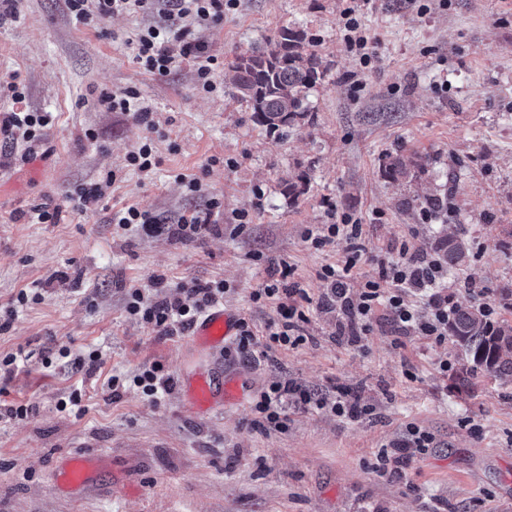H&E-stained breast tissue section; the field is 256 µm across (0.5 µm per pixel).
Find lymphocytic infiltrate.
Returning a JSON list of instances; mask_svg holds the SVG:
<instances>
[{
  "label": "lymphocytic infiltrate",
  "mask_w": 512,
  "mask_h": 512,
  "mask_svg": "<svg viewBox=\"0 0 512 512\" xmlns=\"http://www.w3.org/2000/svg\"><path fill=\"white\" fill-rule=\"evenodd\" d=\"M67 5L78 22L92 28L115 15L162 14L164 24L147 25L137 32L133 41L136 63L158 77L168 76L180 63L193 64L198 89L213 93L217 90L212 79L216 59L209 55L199 28L221 23L227 13L238 9L240 0H67ZM8 89L11 108L0 115V132L20 136L26 152H33L54 116L49 112L29 111L26 93L18 84H9ZM362 234V224L347 215L341 216L339 223L315 224L304 232L305 242L318 251L339 238L346 242L343 260L322 265L317 276L328 285L330 300L347 317L349 328L369 331L378 310L382 309L390 316L397 332L444 343L450 316L443 287L448 274L447 262L441 255H428L409 242H402L399 260L380 263L376 275L355 293L350 280L362 257ZM291 273L289 266H282L278 277L251 293L252 301L274 304L277 318L261 331L250 320L239 319L236 335L224 348L225 355L255 362L273 349L300 344V324L306 319L303 305L309 302L310 296L300 283L290 282ZM224 293L223 283L199 280L179 285L176 293L161 299H145L136 290L131 294L127 310L162 335L181 336L191 332L208 309L223 303ZM423 297L428 303L422 310L416 301ZM291 402L312 403L336 416L351 419L366 412L364 406L346 398L316 400L299 387L276 381L263 388L253 401L252 410L261 417L260 427L284 429L287 421L284 409Z\"/></svg>",
  "instance_id": "f902f5d3"
}]
</instances>
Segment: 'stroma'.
Instances as JSON below:
<instances>
[{"mask_svg": "<svg viewBox=\"0 0 512 512\" xmlns=\"http://www.w3.org/2000/svg\"><path fill=\"white\" fill-rule=\"evenodd\" d=\"M345 5L241 0L200 31L218 58V90L207 94L189 64L160 78L135 63L131 41L158 14L93 30L66 0H0V111L16 81L31 110L58 115L32 160L0 136V319L10 321L0 360L17 358L0 379V512H512V377H467L453 340L399 336L383 312L359 339L339 335L316 272L345 243L318 252L303 239L341 215L360 220L357 290L402 241L426 253L432 239L462 232L471 256L448 273L451 302L491 306L512 323L501 296L512 287V0H366L361 23L375 53L366 68L340 39ZM285 26L316 37L327 72L308 93L309 122L269 132L228 72ZM127 90L151 108L156 132L96 104ZM147 138L160 163L141 174L125 159ZM396 154L421 171L390 177ZM182 174L199 178L202 193H188ZM90 182L104 183L101 201L74 210L70 194ZM213 196L224 210L217 226L178 234L177 217ZM435 197L448 207L425 220ZM133 203L161 219L160 230L113 224ZM41 206L57 211L56 223H33ZM243 211L250 222L239 231ZM284 262L312 299L304 341L258 365L196 355L187 337L161 335L127 311L134 289L154 296L159 274L173 285L220 281L224 308L262 328L277 314L250 295ZM92 353L95 373L75 368ZM154 363L173 380L157 402L132 382ZM199 368L236 371L253 392L279 380L318 396L340 389L367 412L349 420L292 404L281 431L255 426L247 402L200 416L177 385ZM30 403L34 414L8 416ZM411 424L434 436L433 448L380 475L378 450ZM74 455L99 468L92 483L66 490L58 473Z\"/></svg>", "mask_w": 512, "mask_h": 512, "instance_id": "obj_1", "label": "stroma"}]
</instances>
